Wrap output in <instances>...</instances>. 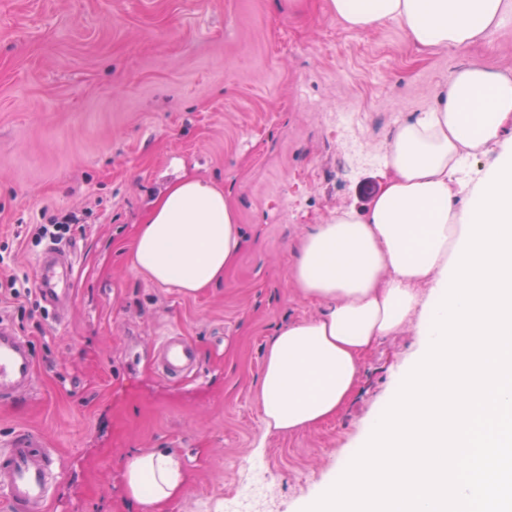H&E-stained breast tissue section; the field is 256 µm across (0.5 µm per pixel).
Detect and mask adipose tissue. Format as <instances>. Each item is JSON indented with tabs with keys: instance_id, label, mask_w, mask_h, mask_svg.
<instances>
[{
	"instance_id": "ef3b65f1",
	"label": "adipose tissue",
	"mask_w": 512,
	"mask_h": 512,
	"mask_svg": "<svg viewBox=\"0 0 512 512\" xmlns=\"http://www.w3.org/2000/svg\"><path fill=\"white\" fill-rule=\"evenodd\" d=\"M327 10L360 32L396 23L413 43L433 49L486 37L512 16V0H327ZM510 121L512 77L468 62L431 109L398 127L371 207L337 211L304 236L291 285L321 311L281 327L267 345L258 394L266 433L334 418L356 387L363 356L383 337L428 319L486 171L474 170L461 185L454 176L472 152L503 156ZM242 246L223 186L187 175L153 201L128 255L137 274L193 295L222 282ZM185 482L180 457L167 448L132 453L124 464L125 494L143 507L177 497Z\"/></svg>"
}]
</instances>
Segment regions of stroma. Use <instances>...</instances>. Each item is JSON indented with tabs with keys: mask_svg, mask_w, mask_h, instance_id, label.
<instances>
[{
	"mask_svg": "<svg viewBox=\"0 0 512 512\" xmlns=\"http://www.w3.org/2000/svg\"><path fill=\"white\" fill-rule=\"evenodd\" d=\"M512 75V22L473 44L426 49L387 23L336 22L325 0H0V245L34 272L20 224L76 213V299L65 323L37 307L21 333L32 396L0 406V439L29 426L58 456L49 512H141L124 493L135 451L185 463L183 494L153 512H304L399 390L418 324L382 338L335 419L265 434L256 399L277 327L317 314L290 286L298 241L336 211L368 209L376 161L337 171L347 146L322 114L362 113L383 154L467 62ZM193 173L223 184L244 247L218 286L188 297L133 272L128 249L152 201ZM176 331L200 376L152 366Z\"/></svg>",
	"mask_w": 512,
	"mask_h": 512,
	"instance_id": "1",
	"label": "stroma"
}]
</instances>
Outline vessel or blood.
Instances as JSON below:
<instances>
[{
    "mask_svg": "<svg viewBox=\"0 0 512 512\" xmlns=\"http://www.w3.org/2000/svg\"><path fill=\"white\" fill-rule=\"evenodd\" d=\"M74 246L51 241L37 259L34 288L43 307L56 320L74 300L77 278ZM154 365L169 380L184 381L199 373L195 345L182 336L167 335L155 342ZM35 360L29 341L12 325L0 321V403L27 395L34 387ZM60 475L57 456L40 431L21 426L0 441V499L12 512H46Z\"/></svg>",
    "mask_w": 512,
    "mask_h": 512,
    "instance_id": "vessel-or-blood-1",
    "label": "vessel or blood"
}]
</instances>
